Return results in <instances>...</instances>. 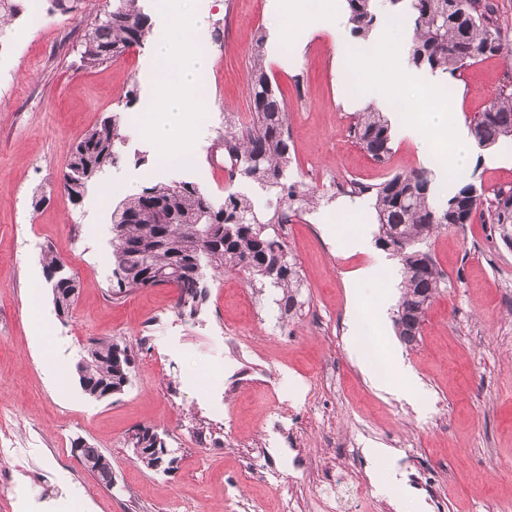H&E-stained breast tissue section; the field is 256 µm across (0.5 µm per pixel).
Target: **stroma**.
<instances>
[{
  "mask_svg": "<svg viewBox=\"0 0 512 512\" xmlns=\"http://www.w3.org/2000/svg\"><path fill=\"white\" fill-rule=\"evenodd\" d=\"M194 4L208 17L197 40L211 58L200 78L211 110L191 116L202 133L190 170L161 165L137 131L150 99L149 45L80 68L83 24L47 6L39 23L24 10L0 35V512H323L326 478L336 472L361 485L345 512H512V244L477 219L431 236L444 281L411 347L392 319L400 291L386 293L382 277L352 278L382 249L344 245L353 229L376 222L371 195L350 197L351 183L433 169L448 139L419 151L391 111V155L375 162L349 134L357 108L375 99L350 28L301 40L276 21L269 0ZM261 34L288 107L286 182L298 194L289 205L224 166L225 121L250 119L249 59ZM511 82L512 52L482 58L435 106L469 118ZM354 85L364 94L352 107ZM115 113L119 162L73 204L60 183L71 149ZM467 175L488 194L512 187V147H474ZM154 178L193 182L218 202L243 192L262 221L288 211L296 310L280 311L277 290L252 287L231 269L208 278L191 317L179 314L170 285L109 297L112 211ZM46 247L80 288L70 317L50 318L40 333L31 300L45 284ZM356 312L365 336L389 341L374 363L391 348L402 356L417 380L415 400L380 391L362 371L349 347ZM95 339L135 354L129 385L103 401L86 396L74 373ZM188 373L198 374L196 385L184 384ZM139 425L158 427L171 450L165 468L134 459L126 440ZM77 438L110 459L112 487L74 456ZM370 447L387 449L385 460L370 459ZM389 466L405 484L386 493L378 481Z\"/></svg>",
  "mask_w": 512,
  "mask_h": 512,
  "instance_id": "1",
  "label": "stroma"
}]
</instances>
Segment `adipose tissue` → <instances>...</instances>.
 I'll list each match as a JSON object with an SVG mask.
<instances>
[{"label":"adipose tissue","mask_w":512,"mask_h":512,"mask_svg":"<svg viewBox=\"0 0 512 512\" xmlns=\"http://www.w3.org/2000/svg\"><path fill=\"white\" fill-rule=\"evenodd\" d=\"M272 8L274 13L287 17L301 36L338 25L334 0H327L325 7L315 12L307 11L302 0H273ZM205 25L204 15L188 7L187 0H165L164 21L152 32L155 67L146 80L156 93L150 111L141 114L137 128L142 138L156 148L160 160L171 167L191 162L190 144L200 133L197 125L188 122L187 113L210 108L208 102L195 96L199 77L210 65L195 41ZM407 111V133L417 147L428 149L435 135H446L452 148L441 156L440 165L449 175L464 173L470 164L472 145L461 113L440 109L423 114L412 103Z\"/></svg>","instance_id":"obj_1"}]
</instances>
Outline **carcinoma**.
Returning <instances> with one entry per match:
<instances>
[{"label":"carcinoma","instance_id":"obj_1","mask_svg":"<svg viewBox=\"0 0 512 512\" xmlns=\"http://www.w3.org/2000/svg\"><path fill=\"white\" fill-rule=\"evenodd\" d=\"M351 31L361 42L380 23L376 0H345ZM386 12L412 30L407 66L440 71L456 77L472 61L495 56L512 46V21L493 0H386ZM149 17L140 0H105L87 20L79 48L80 66L94 68L141 46L150 34ZM264 39L258 37L249 62L252 120L243 127L225 126L224 157L231 177L240 176L261 188L277 189L285 198L295 196L284 182L290 163L288 110L272 85L264 61ZM470 133L481 147L512 143V84L505 85L484 111L469 122ZM350 135L374 161L391 154V127L383 111L370 104L356 113ZM121 140L120 117H105L73 146L62 182L70 200L84 198L95 180L117 165ZM372 193L378 224L377 242L396 255L403 266V292L394 316L397 335L412 346L421 335L425 313L444 277L423 241L441 228L468 224L476 215L486 224H512V189H499L488 198L462 176L448 199L437 198L432 171L413 168L397 173L373 188L354 186V193ZM288 221L284 212L262 223L249 197L229 192L221 204L189 181H159L126 197L112 211V279L116 296L159 285L157 273L181 264L188 272L178 285L180 313L197 312L204 299L207 276L224 269L245 272L256 287L281 291L279 308L291 313L298 304L296 262L279 263L288 254L285 241L273 224ZM45 281L56 315L69 317L79 282L52 250L42 254ZM134 357L126 346L96 340L76 363L82 392L101 401L125 388V376ZM83 465L100 483L109 459L86 443Z\"/></svg>","mask_w":512,"mask_h":512}]
</instances>
